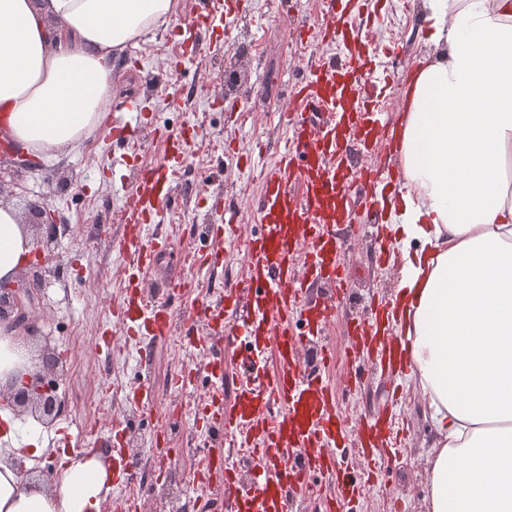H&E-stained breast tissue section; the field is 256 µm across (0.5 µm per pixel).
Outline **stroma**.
I'll list each match as a JSON object with an SVG mask.
<instances>
[{
	"label": "stroma",
	"instance_id": "1",
	"mask_svg": "<svg viewBox=\"0 0 512 512\" xmlns=\"http://www.w3.org/2000/svg\"><path fill=\"white\" fill-rule=\"evenodd\" d=\"M175 2L170 23L112 56V105L132 96L148 97L153 124L141 128L126 144L113 142L108 126H101L78 151L59 160L38 161L17 185L0 194L26 221L31 218L28 203L33 196L51 194L57 223L64 228L46 247L60 277L42 297L35 320L50 336L52 348L80 337L82 371H64L66 410L57 424L39 428L52 448H62L59 426L67 421L93 431L89 442L93 448L107 447L106 435L116 421L124 422L142 441H150L161 431L169 447H181L197 435L201 406L213 388H220L224 403L232 404L241 375L233 356H226L223 382L215 384L205 370L206 356L180 332L154 346L125 342L119 334L111 355L96 350L99 328L111 321L112 306L123 287L115 271L127 262L113 241L121 235L122 188L133 181L134 173L129 168H113V156L134 154L139 161L150 163L163 151L158 138L161 129L191 135L189 153L172 184L178 204L164 216L163 233L170 246L156 272L157 277L175 275L184 282L183 296L175 303V318L184 321L223 287L225 275L242 273L241 241L259 229L255 207L259 173L243 170L239 150L250 146L263 151L265 160H272L282 138L279 115L288 106L291 87L307 77L310 59L330 60L340 55L335 44L295 39L298 24L317 23L322 0H245L240 15L202 31L207 47L202 62L178 65L174 62L178 26L199 5L197 0ZM411 3L405 11L400 0H386L384 12L368 28L378 47L393 43L399 47L396 60L383 58L378 63L379 69L391 72L384 104L397 120L404 114L409 76L429 52L422 0ZM245 36L252 49L248 55L236 56V47ZM217 196L238 206L241 241L224 247V265L213 270L197 265L195 258L214 248L209 228L224 221L223 210L213 203ZM395 246L390 266L376 269L366 234L355 230L344 264L357 300L339 308L322 338L335 352L330 377L347 426V445L357 444V420L377 415L394 394L409 428L402 451L383 460L384 480L365 489L355 504L356 512H423L427 493L425 459L432 450L434 431L421 395L403 374L378 372L372 358L354 357L349 348L350 325L366 318L371 297L395 294L405 256L417 248L416 243L400 240ZM183 369L194 372L188 388H171V375ZM354 371L362 379L351 388L347 381ZM95 380L108 384L110 390L98 395L97 409L89 415L80 401ZM143 383L153 388L154 399L149 407L136 409L129 405L127 395Z\"/></svg>",
	"mask_w": 512,
	"mask_h": 512
}]
</instances>
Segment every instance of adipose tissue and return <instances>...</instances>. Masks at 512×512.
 <instances>
[{
    "instance_id": "adipose-tissue-1",
    "label": "adipose tissue",
    "mask_w": 512,
    "mask_h": 512,
    "mask_svg": "<svg viewBox=\"0 0 512 512\" xmlns=\"http://www.w3.org/2000/svg\"><path fill=\"white\" fill-rule=\"evenodd\" d=\"M174 0H0V126L22 151L66 154L99 127L113 51L168 22ZM433 52L408 81L399 132L396 296L409 385L436 432L426 512H512V0H423ZM484 111H477V104ZM31 240L0 204V279ZM32 453L0 435V512H100L107 463L22 485Z\"/></svg>"
}]
</instances>
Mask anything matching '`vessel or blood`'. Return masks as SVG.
Instances as JSON below:
<instances>
[{
    "instance_id": "1",
    "label": "vessel or blood",
    "mask_w": 512,
    "mask_h": 512,
    "mask_svg": "<svg viewBox=\"0 0 512 512\" xmlns=\"http://www.w3.org/2000/svg\"><path fill=\"white\" fill-rule=\"evenodd\" d=\"M350 2L324 0L318 27L301 29L300 38L350 43L357 51L337 63L310 61L308 78L292 89L291 107L283 114L290 146L263 173L261 229L245 242V281L225 282L223 292L207 301L187 327L193 345L208 356L207 370L214 379L224 374V348L241 349L237 364L243 378L235 402L227 405L219 394L210 396L207 421L224 445L209 449L194 475L200 483H219L225 512H291L297 497L309 492L311 473L338 474L334 450L346 426L336 390L324 378L333 353L321 338L350 292L342 259L346 237L339 227L375 223L371 195L376 180L391 183L400 177L396 165L372 170L361 162L362 155L378 150L396 156L397 148L369 83L368 67L377 53L364 29L370 14L362 10L350 16ZM216 11L214 0H205L200 14L192 17L183 38L191 56L203 57L197 33ZM151 118L147 105L129 102L111 119L113 140L128 139ZM163 137L161 159L143 168L124 195L118 246L129 263L112 321L101 329L105 337L116 325L124 335L150 343L174 332L171 300L180 293L181 281L168 282L155 298L146 291L156 257L166 245L163 235H147L146 228L161 223L170 209L173 176L189 147L180 135L167 131ZM293 179L299 190L291 189ZM297 322L304 324L303 332H294ZM349 336L379 350L388 367L405 368L408 341H379L377 330L362 324ZM270 348L277 366L266 374L257 364ZM384 427L379 417L359 422L362 452L377 446ZM126 437L125 429L112 432V479L121 487L133 481L123 462ZM243 461L250 472L245 480L239 476ZM379 474L376 466L340 474L338 494L323 497V512H351L352 502Z\"/></svg>"
}]
</instances>
